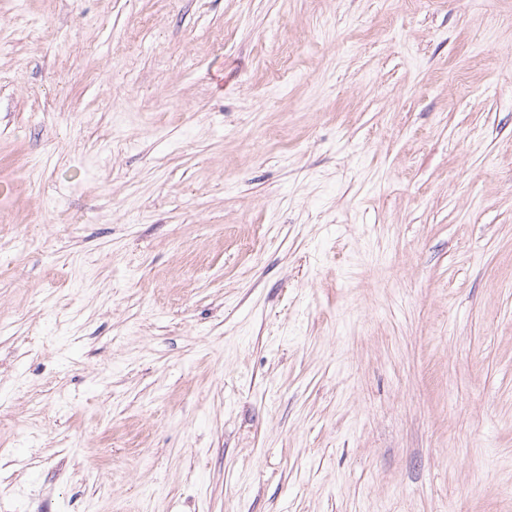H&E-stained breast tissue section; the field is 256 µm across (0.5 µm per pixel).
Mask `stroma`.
Returning <instances> with one entry per match:
<instances>
[{"instance_id":"1","label":"stroma","mask_w":512,"mask_h":512,"mask_svg":"<svg viewBox=\"0 0 512 512\" xmlns=\"http://www.w3.org/2000/svg\"><path fill=\"white\" fill-rule=\"evenodd\" d=\"M0 512H512V0H0Z\"/></svg>"}]
</instances>
